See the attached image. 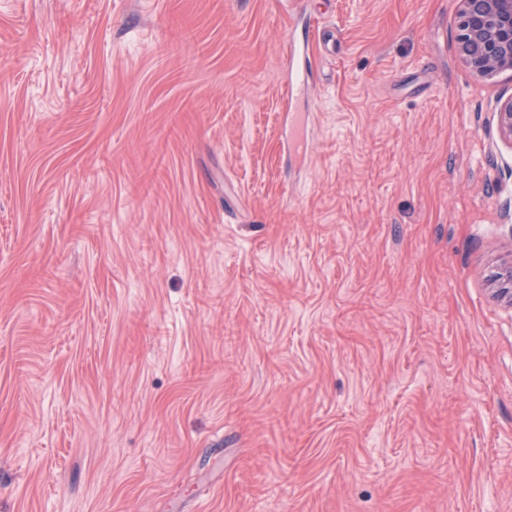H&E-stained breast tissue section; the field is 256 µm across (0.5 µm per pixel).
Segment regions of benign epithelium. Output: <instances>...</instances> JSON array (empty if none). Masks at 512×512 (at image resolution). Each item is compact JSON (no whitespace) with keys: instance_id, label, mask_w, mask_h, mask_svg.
Masks as SVG:
<instances>
[{"instance_id":"benign-epithelium-1","label":"benign epithelium","mask_w":512,"mask_h":512,"mask_svg":"<svg viewBox=\"0 0 512 512\" xmlns=\"http://www.w3.org/2000/svg\"><path fill=\"white\" fill-rule=\"evenodd\" d=\"M459 57L488 76L512 71V0H458ZM499 130L512 141V98L500 105Z\"/></svg>"}]
</instances>
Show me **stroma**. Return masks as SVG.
Wrapping results in <instances>:
<instances>
[{
	"label": "stroma",
	"mask_w": 512,
	"mask_h": 512,
	"mask_svg": "<svg viewBox=\"0 0 512 512\" xmlns=\"http://www.w3.org/2000/svg\"><path fill=\"white\" fill-rule=\"evenodd\" d=\"M457 8L0 0V512H512Z\"/></svg>",
	"instance_id": "1"
}]
</instances>
